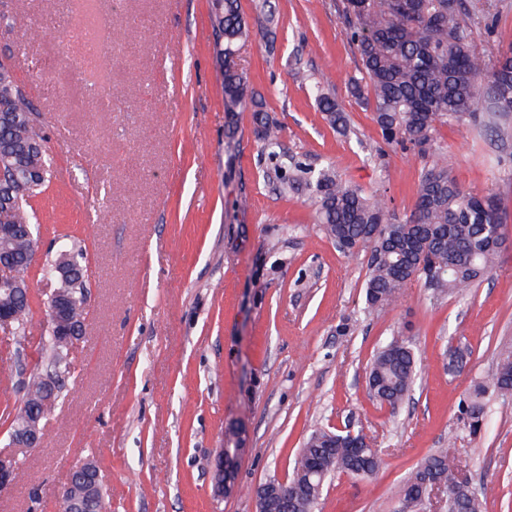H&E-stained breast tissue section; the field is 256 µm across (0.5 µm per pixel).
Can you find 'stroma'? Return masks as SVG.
Listing matches in <instances>:
<instances>
[{"label":"stroma","mask_w":512,"mask_h":512,"mask_svg":"<svg viewBox=\"0 0 512 512\" xmlns=\"http://www.w3.org/2000/svg\"><path fill=\"white\" fill-rule=\"evenodd\" d=\"M276 23L253 27L234 61L280 128L270 160L251 109L224 110V60L210 0H8L0 56L30 88L59 176L31 206L38 251L66 234L87 255L86 333L40 444L0 452L20 477L0 512H57L72 466L97 460L112 512H256L254 490L292 474L307 437L346 425L374 437V479L337 474L315 512H404L397 495L426 455L454 445L484 512H512V397H491L469 435L457 403L512 352V115L490 133L440 127L459 184L498 194L506 241L463 295L415 282L368 309V249L346 254L323 233L309 196L281 195L274 165L332 166L409 216L424 161L386 145L370 107L352 97L359 61L341 0H272ZM325 75L350 130L324 120L297 71ZM234 138H227V130ZM25 340L0 337V409L22 405L49 327L46 287L30 273ZM418 358L409 399L372 401L366 370L396 333ZM466 343V369L445 368ZM247 451L237 495L219 499L208 468L229 426Z\"/></svg>","instance_id":"stroma-1"}]
</instances>
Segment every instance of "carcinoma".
<instances>
[{
    "label": "carcinoma",
    "instance_id": "cac0c4a2",
    "mask_svg": "<svg viewBox=\"0 0 512 512\" xmlns=\"http://www.w3.org/2000/svg\"><path fill=\"white\" fill-rule=\"evenodd\" d=\"M491 0H342L339 14L360 61L355 92L372 106L373 120L387 145L410 144L421 158L432 157L419 172L414 209L403 220L381 195H365L326 166L317 171L296 164L285 171L273 168L284 194L310 191L318 222L338 249L351 253L370 248L365 288L369 309L394 304L406 288L420 279L442 293L466 291L496 263L500 247L490 243L504 223L498 197L464 189L451 175L448 158L436 152L437 127L480 126L494 130L499 119L512 113V43L485 54L473 40L475 25L490 16ZM215 31L224 33L219 53L224 55V111L232 113L252 103L254 132L268 156H278L279 132L263 102L249 90L247 78L235 67L239 43L250 37L240 0H214L211 9ZM310 91L327 122L344 132L347 117L320 82ZM34 111L25 94L0 97V156L18 165V178L0 184V196L13 191L23 205L11 214L13 233L0 239V258L25 260L37 239L28 201L42 194L57 178L45 150L32 145L45 136L28 113ZM59 295L71 298L68 318L85 321V300L75 279L53 280ZM18 315L14 337L26 336L29 300L14 303ZM40 354L61 373L69 372L68 349L52 333L41 337ZM467 352L448 348V372L460 373ZM417 376V358L409 340L396 336L381 347L369 366V397L396 409L410 392ZM512 397V354L501 356L489 383H477L461 402L464 426L481 433L489 413L487 389ZM26 407L46 413L41 383L32 380ZM322 462V475L346 474L370 479L381 469L382 458L372 438L361 430L317 429L298 452L286 494L297 501L295 512H314L320 494L311 473ZM441 482L452 501L453 512H483V499L470 494L457 480L455 458L448 451L424 457L400 486L407 507L421 505L425 483Z\"/></svg>",
    "mask_w": 512,
    "mask_h": 512
}]
</instances>
